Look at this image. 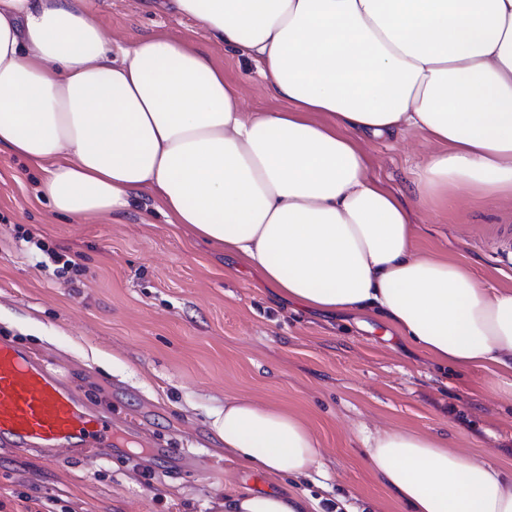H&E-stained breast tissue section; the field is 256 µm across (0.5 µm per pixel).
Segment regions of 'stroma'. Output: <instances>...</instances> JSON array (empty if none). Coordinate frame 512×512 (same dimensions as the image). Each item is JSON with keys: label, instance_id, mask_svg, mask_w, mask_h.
Masks as SVG:
<instances>
[{"label": "stroma", "instance_id": "1", "mask_svg": "<svg viewBox=\"0 0 512 512\" xmlns=\"http://www.w3.org/2000/svg\"><path fill=\"white\" fill-rule=\"evenodd\" d=\"M105 35L125 44L164 34L223 67L246 111L284 109L247 55L225 52L188 17L145 0H85ZM370 175L412 199V182L435 151L420 132L362 140ZM41 174L0 152V337L62 368L85 402L139 419L146 444L129 452L45 463L0 445V512L28 499L55 512H222L225 496L269 480L224 456L211 411L241 397L288 409L322 451L320 480L297 493L330 512H407L371 470L365 431L404 427L447 436L451 447L512 469V404L478 371L432 364L376 314L323 313L276 299L260 275L167 224L157 201L77 221L37 196ZM418 246L466 262L475 277L512 288V248L492 233L512 225V200L475 201L454 189L444 208L416 211ZM31 232L33 242L22 239ZM53 248L77 264L41 268Z\"/></svg>", "mask_w": 512, "mask_h": 512}]
</instances>
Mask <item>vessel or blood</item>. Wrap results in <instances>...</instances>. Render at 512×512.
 <instances>
[{"label":"vessel or blood","mask_w":512,"mask_h":512,"mask_svg":"<svg viewBox=\"0 0 512 512\" xmlns=\"http://www.w3.org/2000/svg\"><path fill=\"white\" fill-rule=\"evenodd\" d=\"M115 432L111 416L86 405L64 374L0 341V445L53 462L79 445L110 448Z\"/></svg>","instance_id":"b4317fda"}]
</instances>
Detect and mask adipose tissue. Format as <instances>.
Listing matches in <instances>:
<instances>
[{
    "label": "adipose tissue",
    "mask_w": 512,
    "mask_h": 512,
    "mask_svg": "<svg viewBox=\"0 0 512 512\" xmlns=\"http://www.w3.org/2000/svg\"><path fill=\"white\" fill-rule=\"evenodd\" d=\"M246 53L286 110L251 116L223 69L165 35L105 38L84 0H0V151L43 172L53 210L83 220L149 194L174 227L258 270L288 300L375 312L439 364L479 370L512 401V289L417 247L358 138L419 131L441 144L414 192L458 185L512 200V0H171ZM225 455L276 481L311 477L319 443L288 410L228 397L211 415ZM409 512H512V470L390 427L365 438ZM248 491L224 512H311Z\"/></svg>",
    "instance_id": "adipose-tissue-1"
}]
</instances>
